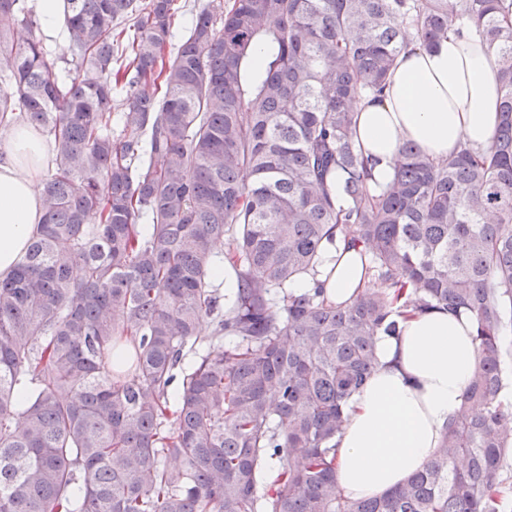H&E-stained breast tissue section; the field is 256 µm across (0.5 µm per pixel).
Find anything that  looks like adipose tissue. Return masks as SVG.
<instances>
[{"label": "adipose tissue", "mask_w": 512, "mask_h": 512, "mask_svg": "<svg viewBox=\"0 0 512 512\" xmlns=\"http://www.w3.org/2000/svg\"><path fill=\"white\" fill-rule=\"evenodd\" d=\"M501 91L495 54L471 23H456L437 49L403 50L380 97L356 108L354 138L380 190L402 160L403 142L441 160L461 144H492ZM48 146L37 133L11 128L0 143V279L22 259L42 222L40 175ZM368 250L339 236L327 244L317 274L297 292L323 284L328 301L350 303L367 284ZM401 332L378 336L376 362L347 406L336 438V482L357 500L382 496L433 456L478 366L477 324L466 309L406 311Z\"/></svg>", "instance_id": "ef3b65f1"}]
</instances>
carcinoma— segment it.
Listing matches in <instances>:
<instances>
[{
	"label": "carcinoma",
	"mask_w": 512,
	"mask_h": 512,
	"mask_svg": "<svg viewBox=\"0 0 512 512\" xmlns=\"http://www.w3.org/2000/svg\"><path fill=\"white\" fill-rule=\"evenodd\" d=\"M57 8L52 58L16 38L39 25L27 0H0V126L53 145L41 228L0 280V512H499L512 0H207L176 41L177 0ZM463 19L498 56L491 148L436 162L406 142L372 192L354 106ZM339 235L368 247L366 287L345 306L290 291ZM397 304L470 310L479 364L422 469L350 500L336 435Z\"/></svg>",
	"instance_id": "cac0c4a2"
}]
</instances>
